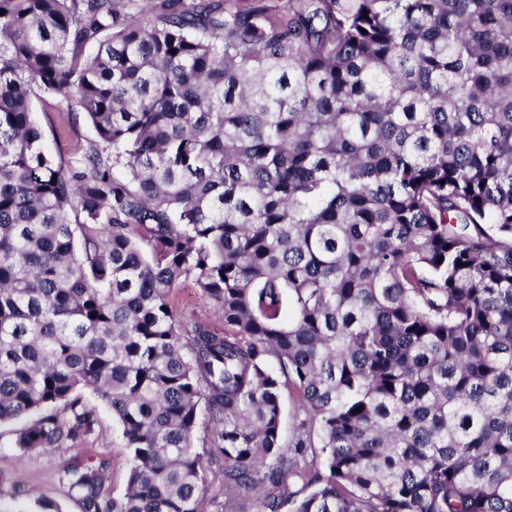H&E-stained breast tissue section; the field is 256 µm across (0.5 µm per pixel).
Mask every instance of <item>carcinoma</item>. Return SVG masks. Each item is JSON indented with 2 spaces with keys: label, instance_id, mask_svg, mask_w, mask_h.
Masks as SVG:
<instances>
[{
  "label": "carcinoma",
  "instance_id": "1",
  "mask_svg": "<svg viewBox=\"0 0 512 512\" xmlns=\"http://www.w3.org/2000/svg\"><path fill=\"white\" fill-rule=\"evenodd\" d=\"M132 2L0 0L15 446L84 442L89 393L131 462L119 501L65 463L81 512H204L212 457L264 512H512V0ZM36 89L94 127L79 169ZM173 305L177 315L186 324L206 322L213 328L224 330V322L215 315L211 304L191 283H185L181 288H177ZM283 418H284V435L286 439L294 434L295 427L299 420L304 418L303 406L299 401L296 393L288 389H284L283 394Z\"/></svg>",
  "mask_w": 512,
  "mask_h": 512
}]
</instances>
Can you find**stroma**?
<instances>
[{
    "instance_id": "35a3bbf8",
    "label": "stroma",
    "mask_w": 512,
    "mask_h": 512,
    "mask_svg": "<svg viewBox=\"0 0 512 512\" xmlns=\"http://www.w3.org/2000/svg\"><path fill=\"white\" fill-rule=\"evenodd\" d=\"M66 103L59 97L35 93L32 98L33 119L41 130L47 153L70 168H78L82 146L96 141L93 127L84 118L65 111ZM174 309L185 323L205 322L216 329L224 323L211 304L192 284H183L174 293ZM98 420L93 435L75 448L48 449L41 453H25L14 445L12 426H0V493L26 490L27 501L52 502L59 512H81L77 500L59 480V471L66 461L77 458L102 462L107 466L108 486L114 498H121L127 485L130 459L119 427L111 412L96 399H89ZM271 484L240 491L234 497L224 493L221 467L212 464L204 490L206 512H260L264 498L271 493Z\"/></svg>"
}]
</instances>
